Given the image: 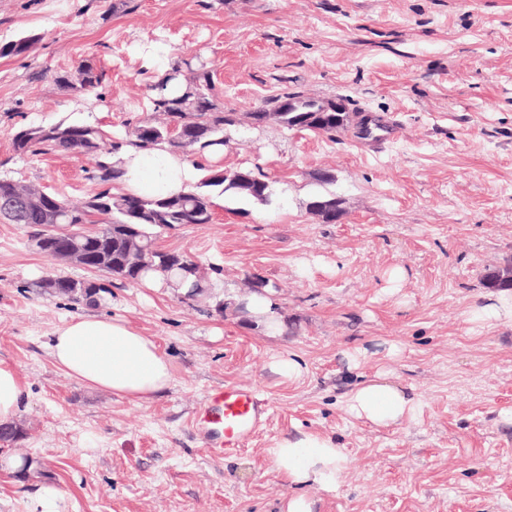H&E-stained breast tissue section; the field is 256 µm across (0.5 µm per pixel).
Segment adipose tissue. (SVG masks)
Here are the masks:
<instances>
[{"label": "adipose tissue", "instance_id": "obj_1", "mask_svg": "<svg viewBox=\"0 0 512 512\" xmlns=\"http://www.w3.org/2000/svg\"><path fill=\"white\" fill-rule=\"evenodd\" d=\"M120 159L125 170L124 192L140 194L162 189L181 192L197 173L180 156L127 149ZM55 365L91 389L144 403L172 381L168 356L156 342L133 330L124 320L78 317L58 327L50 341ZM28 394L18 375L0 362V425L13 423ZM350 413L370 424L389 428L411 419L417 404L403 388L377 375L362 381L348 395ZM278 472L300 495L289 498L286 512H312L307 490L332 492L345 469L347 454L333 437L300 433L278 440L270 450Z\"/></svg>", "mask_w": 512, "mask_h": 512}]
</instances>
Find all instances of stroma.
<instances>
[{
    "mask_svg": "<svg viewBox=\"0 0 512 512\" xmlns=\"http://www.w3.org/2000/svg\"><path fill=\"white\" fill-rule=\"evenodd\" d=\"M28 33L39 37L29 55L0 57V177L73 204L97 190L89 160L17 155L15 132L95 124L121 140L177 63H212L229 110L302 92L346 98L394 130H227L203 164L265 174L271 202L220 197L213 223L156 240L202 263L221 312L53 262L33 228L0 220V362L28 391L24 438L0 444V512H32L47 487L59 512H281L294 489L269 450L303 431L347 453L336 492L312 493L313 512H512V320L470 319L490 296L485 268L512 256V0H0V45ZM87 58L101 86L61 91L55 75ZM327 194L343 201L334 224L309 209ZM55 275L96 281L103 301L48 292ZM256 288L274 299L281 334L241 309ZM82 315L156 340L170 386L136 404L65 375L48 344ZM288 354L301 376L270 370ZM378 374L415 397V419L378 428L348 413L349 391ZM227 382L257 390L268 410L224 455L191 420ZM9 457L38 474L6 469Z\"/></svg>",
    "mask_w": 512,
    "mask_h": 512,
    "instance_id": "1",
    "label": "stroma"
}]
</instances>
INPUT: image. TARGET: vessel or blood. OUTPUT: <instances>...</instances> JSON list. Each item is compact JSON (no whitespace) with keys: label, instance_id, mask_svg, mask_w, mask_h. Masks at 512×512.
Returning <instances> with one entry per match:
<instances>
[{"label":"vessel or blood","instance_id":"1","mask_svg":"<svg viewBox=\"0 0 512 512\" xmlns=\"http://www.w3.org/2000/svg\"><path fill=\"white\" fill-rule=\"evenodd\" d=\"M264 412L265 403L254 391L228 383L204 396L195 425L207 435L211 447L234 451L256 433Z\"/></svg>","mask_w":512,"mask_h":512}]
</instances>
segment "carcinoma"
Segmentation results:
<instances>
[{
    "mask_svg": "<svg viewBox=\"0 0 512 512\" xmlns=\"http://www.w3.org/2000/svg\"><path fill=\"white\" fill-rule=\"evenodd\" d=\"M38 42L34 35L21 36L0 45V57L20 56L32 50ZM82 81L75 85L69 75L58 74L54 82L62 89L87 94L101 83V74L90 59L79 66ZM177 88L163 93L164 83L152 86V114L136 121L126 138L114 142L97 127L85 124L37 125L39 135L29 139L13 137L18 155L48 152L78 153L93 161L88 179L100 190L81 205L71 206L63 198L55 232H40L36 239L46 238L51 249L63 253L75 246L86 255L95 272H105L124 281L141 282L153 275L179 292L187 287L190 298L209 297L211 288L198 260L182 252L168 253L171 261L149 260L161 253L155 248V236L160 230H172L183 224H209L213 220L214 199L230 196L242 200L268 203L274 194L263 175L251 170L234 171L226 177L219 169H204L202 177L188 190L169 195H131L112 192L113 185L123 174L117 155L126 147L163 150L180 153L186 158L206 153H218L224 147L230 127L248 126L264 129L278 126L287 130H309L336 134L350 128H362L364 118L357 112H290L288 100L304 106L320 107L325 101L299 93L271 96L265 105L253 112H227L219 95L213 66L200 63L182 70L172 68ZM177 130L183 142L168 140L171 130ZM85 224H97L92 232L81 230ZM483 285L495 290L512 289V258L486 269ZM43 287L75 302L95 305L101 299L102 286L88 279L53 276L44 280Z\"/></svg>",
    "mask_w": 512,
    "mask_h": 512,
    "instance_id": "carcinoma-1",
    "label": "carcinoma"
}]
</instances>
